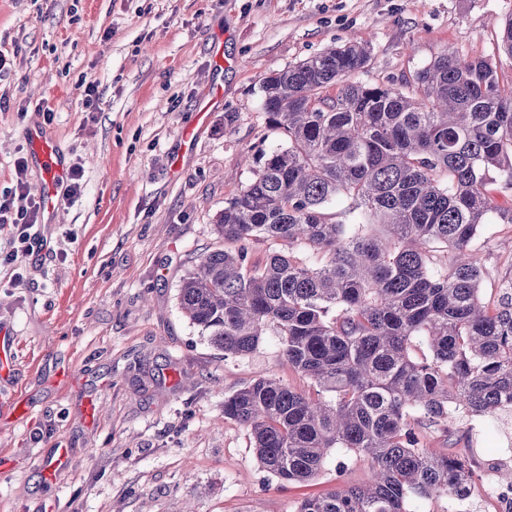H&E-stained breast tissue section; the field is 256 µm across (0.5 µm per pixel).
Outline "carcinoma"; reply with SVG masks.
Here are the masks:
<instances>
[{"instance_id":"1","label":"carcinoma","mask_w":512,"mask_h":512,"mask_svg":"<svg viewBox=\"0 0 512 512\" xmlns=\"http://www.w3.org/2000/svg\"><path fill=\"white\" fill-rule=\"evenodd\" d=\"M499 52L512 60V16ZM368 48H327L265 77L269 127L286 144L252 156L250 183L224 207L226 247L181 281L182 313L224 358L256 351L272 330L297 391L273 376L224 399L257 462L309 483L332 452L367 457L362 485L304 498L295 512H407L409 496L463 500L471 452L432 453L458 413L492 419L512 406V280L485 302L473 246L484 225L512 224L493 192L512 190V84L483 56L446 47L397 86L350 83ZM344 199L345 219L327 207ZM285 249L262 266L250 246ZM444 253L448 269L433 268ZM423 343L429 355L417 359Z\"/></svg>"}]
</instances>
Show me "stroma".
<instances>
[{"label": "stroma", "mask_w": 512, "mask_h": 512, "mask_svg": "<svg viewBox=\"0 0 512 512\" xmlns=\"http://www.w3.org/2000/svg\"><path fill=\"white\" fill-rule=\"evenodd\" d=\"M512 0H0V193L46 125L84 175L43 240L0 266V329L12 340L0 377V512H294L306 495L361 484L366 459L332 455L312 483L285 485L258 464L224 398L260 376L299 391L308 381L281 358V339L225 358L182 315L181 280L222 247L214 224L252 178L246 158L280 144L265 123L270 73L346 42L369 46L353 81L396 85L446 45L496 56ZM224 41L216 64L212 44ZM505 79L512 60L496 56ZM100 99L85 107L86 87ZM222 99L192 146L183 128L202 94ZM47 101L52 118L31 111ZM478 257L483 297L512 278V224L487 225ZM440 452L477 460L512 454L482 418H461ZM71 450L53 481L39 467ZM410 512H512L492 497H409Z\"/></svg>", "instance_id": "1"}]
</instances>
